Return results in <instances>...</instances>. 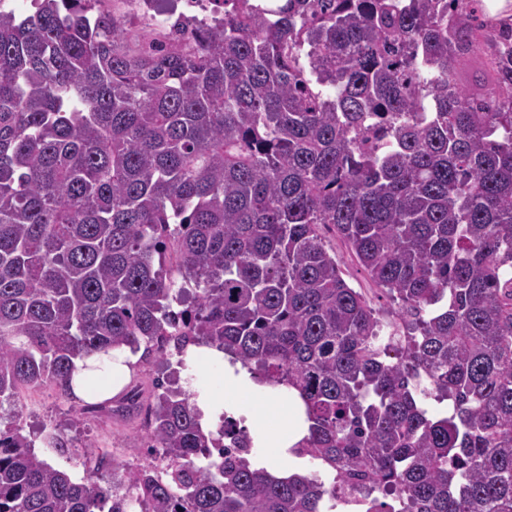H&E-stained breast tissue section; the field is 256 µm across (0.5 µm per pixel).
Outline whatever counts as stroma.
I'll return each mask as SVG.
<instances>
[{"label":"stroma","instance_id":"stroma-1","mask_svg":"<svg viewBox=\"0 0 512 512\" xmlns=\"http://www.w3.org/2000/svg\"><path fill=\"white\" fill-rule=\"evenodd\" d=\"M0 422L19 423L24 434L35 439L37 453L76 481L86 476L89 457L98 454L105 458L102 470L106 473L116 463L159 471L167 465L159 451L149 449L143 417L113 418L87 410L75 396L61 395L50 386L21 389L14 403L0 406ZM54 428L63 430L68 438L65 451H55L42 442L43 435Z\"/></svg>","mask_w":512,"mask_h":512}]
</instances>
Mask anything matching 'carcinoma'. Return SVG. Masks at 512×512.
<instances>
[{"label":"carcinoma","mask_w":512,"mask_h":512,"mask_svg":"<svg viewBox=\"0 0 512 512\" xmlns=\"http://www.w3.org/2000/svg\"><path fill=\"white\" fill-rule=\"evenodd\" d=\"M102 0L0 10V402L190 344L298 391L316 473L156 381L149 468L77 482L0 430V512H512V19L482 0H223L134 51ZM480 58L478 87L455 79ZM326 226L403 334L342 276ZM448 403L432 416L428 399Z\"/></svg>","instance_id":"1"}]
</instances>
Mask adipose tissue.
<instances>
[{"label": "adipose tissue", "mask_w": 512, "mask_h": 512, "mask_svg": "<svg viewBox=\"0 0 512 512\" xmlns=\"http://www.w3.org/2000/svg\"><path fill=\"white\" fill-rule=\"evenodd\" d=\"M186 357L203 369L217 363L224 367V398L202 391L192 399L202 430L215 431L224 412L241 418L254 442L269 449L259 461L261 467L278 477L301 474L300 459L293 449L307 435L308 424L297 391L258 383L247 370L230 366L224 351L212 346H188ZM137 360V355L125 347L77 360L72 379L74 395L89 403L118 396L130 380ZM245 397L255 398L257 409L246 410L241 403Z\"/></svg>", "instance_id": "adipose-tissue-1"}]
</instances>
